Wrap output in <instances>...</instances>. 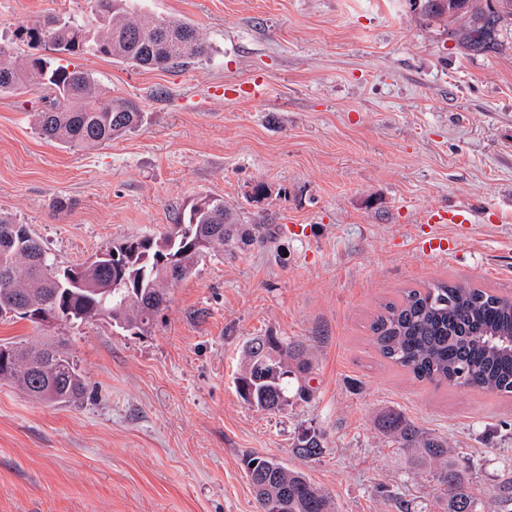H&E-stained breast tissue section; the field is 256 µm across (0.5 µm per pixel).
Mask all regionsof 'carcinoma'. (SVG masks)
<instances>
[{
  "instance_id": "1",
  "label": "carcinoma",
  "mask_w": 512,
  "mask_h": 512,
  "mask_svg": "<svg viewBox=\"0 0 512 512\" xmlns=\"http://www.w3.org/2000/svg\"><path fill=\"white\" fill-rule=\"evenodd\" d=\"M90 16L34 19L0 41V97L34 84L47 90L36 113L42 138L69 148L92 149L134 129L140 106L106 100L92 75L32 54L15 56L17 44L59 54L111 58L132 67L174 68L203 56L206 47L188 23L138 13L132 0H88ZM429 19L446 21L448 33L469 52L493 53L512 29V0H420ZM248 230L235 222L224 199L200 197L160 236H136L81 264L60 267L26 224L0 216V316L36 322L38 314L82 323L108 319L143 331L168 302L169 285L193 274L203 259L224 251ZM377 352L430 383L512 395V299L465 282L436 281L408 288L373 317ZM298 351L279 336H256L246 346L236 388L264 411L288 404V378ZM0 382L47 404L80 401L87 389L74 357L49 342H1ZM397 437L413 468L425 475L443 512H478V499L459 456L448 442L386 414L379 422ZM247 476L260 512H336L333 497L309 477L269 457L247 460Z\"/></svg>"
}]
</instances>
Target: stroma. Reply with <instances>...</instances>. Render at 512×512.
<instances>
[{
  "instance_id": "1",
  "label": "stroma",
  "mask_w": 512,
  "mask_h": 512,
  "mask_svg": "<svg viewBox=\"0 0 512 512\" xmlns=\"http://www.w3.org/2000/svg\"><path fill=\"white\" fill-rule=\"evenodd\" d=\"M208 47L176 69L88 56L79 66L141 125L77 149L42 139L43 91L0 97V214L64 265L155 236L202 195L250 244L173 285L142 333L109 321L0 319V339L49 340L86 377L48 406L0 384V512H257L245 460L274 457L338 512H430L426 480L378 425L407 422L462 452L479 512L512 498V397L420 382L368 323L406 288L467 281L512 294V34L474 55L409 0H140ZM86 0H0V37L30 19L84 18ZM465 209L468 239L433 212ZM298 344L309 400L276 412L237 394L255 336ZM318 436L319 454L301 451Z\"/></svg>"
}]
</instances>
